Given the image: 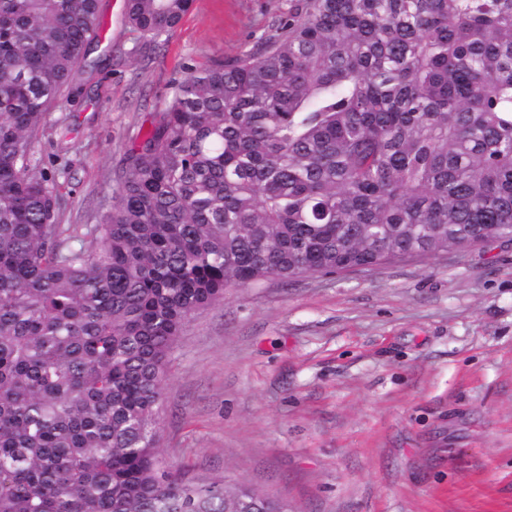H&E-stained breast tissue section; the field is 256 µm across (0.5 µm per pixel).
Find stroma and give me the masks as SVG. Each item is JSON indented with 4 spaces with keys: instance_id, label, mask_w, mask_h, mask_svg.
<instances>
[{
    "instance_id": "35a3bbf8",
    "label": "stroma",
    "mask_w": 512,
    "mask_h": 512,
    "mask_svg": "<svg viewBox=\"0 0 512 512\" xmlns=\"http://www.w3.org/2000/svg\"><path fill=\"white\" fill-rule=\"evenodd\" d=\"M304 0H193L158 39L101 0L112 64L32 144L62 224H98L133 141L193 62L256 50ZM159 452L289 512H512V241L352 273L234 286L168 355Z\"/></svg>"
}]
</instances>
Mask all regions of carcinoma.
Segmentation results:
<instances>
[{"label":"carcinoma","mask_w":512,"mask_h":512,"mask_svg":"<svg viewBox=\"0 0 512 512\" xmlns=\"http://www.w3.org/2000/svg\"><path fill=\"white\" fill-rule=\"evenodd\" d=\"M193 0H126L157 39ZM100 0H0V512H288L160 457L168 354L234 285L508 237L512 0H305L186 66L86 232L30 152Z\"/></svg>","instance_id":"carcinoma-1"}]
</instances>
